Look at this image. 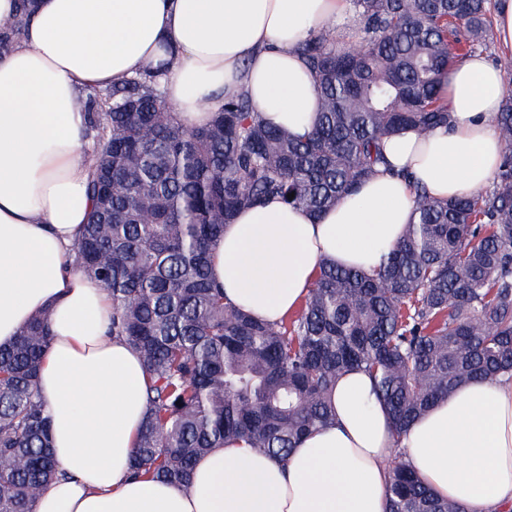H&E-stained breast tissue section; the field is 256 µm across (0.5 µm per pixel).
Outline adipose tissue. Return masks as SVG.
Returning a JSON list of instances; mask_svg holds the SVG:
<instances>
[{
	"instance_id": "adipose-tissue-1",
	"label": "adipose tissue",
	"mask_w": 512,
	"mask_h": 512,
	"mask_svg": "<svg viewBox=\"0 0 512 512\" xmlns=\"http://www.w3.org/2000/svg\"><path fill=\"white\" fill-rule=\"evenodd\" d=\"M332 28L357 37L351 0H37L25 36L0 57V346L39 313L52 341L38 387L52 419L59 478L34 512H388L387 465L403 456L464 512H512V379L473 381L396 435L370 376L336 383V422L287 459L243 440L199 458L188 484L130 475L147 411L146 369L113 338L112 300L67 260L92 202L85 124L73 102L165 63V98L201 126L224 92L300 135L320 112L301 44ZM506 78L473 54L448 75L452 122L388 139L390 171L313 216L273 199L241 211L213 247L228 300L280 321L296 311L323 261L372 271L399 240L414 189L448 199L493 178L502 138L493 121Z\"/></svg>"
}]
</instances>
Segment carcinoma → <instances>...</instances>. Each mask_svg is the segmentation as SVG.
I'll return each instance as SVG.
<instances>
[{
	"label": "carcinoma",
	"mask_w": 512,
	"mask_h": 512,
	"mask_svg": "<svg viewBox=\"0 0 512 512\" xmlns=\"http://www.w3.org/2000/svg\"><path fill=\"white\" fill-rule=\"evenodd\" d=\"M360 39L335 31L302 52L321 111L296 139L233 90L205 126L167 105L160 71L76 100L94 157L95 202L73 256L112 297V336L141 356L147 414L131 476L174 483L235 439L285 459L336 421L332 393L367 371L397 431L475 378L512 376V95L495 115L504 151L492 188L439 200L418 190L403 238L371 274L324 262L300 308L278 323L236 308L211 275L212 246L245 209L277 197L320 215L380 168L384 141L448 126L453 65L492 39L489 0H352ZM35 0L0 29V57L21 40ZM52 337L32 318L0 347V512H34L53 479L51 417L37 380ZM388 512H462L398 456Z\"/></svg>",
	"instance_id": "1"
}]
</instances>
